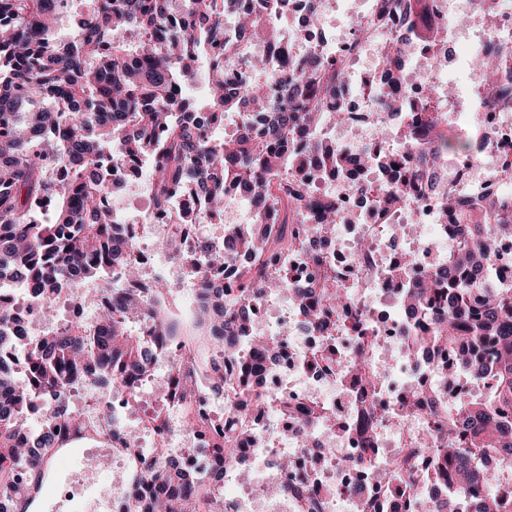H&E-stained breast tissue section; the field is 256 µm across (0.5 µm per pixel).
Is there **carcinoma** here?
Masks as SVG:
<instances>
[{
    "instance_id": "carcinoma-1",
    "label": "carcinoma",
    "mask_w": 512,
    "mask_h": 512,
    "mask_svg": "<svg viewBox=\"0 0 512 512\" xmlns=\"http://www.w3.org/2000/svg\"><path fill=\"white\" fill-rule=\"evenodd\" d=\"M86 14L71 40L55 34L67 16L61 0H0V277L6 275L32 289L33 299L48 318L54 296L70 281L94 279L103 304L93 324L64 323L37 340L22 361L23 372L0 360V512H33L34 498L21 489L53 479L54 456L37 448L63 451L67 442L46 423L18 439L32 402L50 399L55 415L74 426L79 420L68 397L85 384L108 400L112 388L148 373L143 358L147 343L140 329L155 298L124 294L122 282L140 276L133 252L112 239V209L107 188L112 166L136 159L151 163L155 204L168 206L175 192L190 191L200 208L179 215L183 224H201L208 212L224 211L228 185L245 181L257 201L281 188L273 178L288 134L339 120L334 87L323 81L327 64L318 56L290 61L265 84L246 73L229 75L224 58L235 39H274L260 20L273 22L288 0H258L265 17H257L252 0H85ZM409 15L429 29V0H407ZM248 106L253 123L213 141L207 122L185 113L223 111ZM311 160L336 170L339 151L315 142ZM66 171L56 182L53 172ZM257 212L246 232L228 229V240L264 259L273 270L269 287L288 283L279 267L288 237L266 224ZM512 234L511 224H465L459 243L448 248V269L457 275L441 284L440 276L416 292L414 314L433 324L431 332L411 337L417 350L464 340L473 349L463 366L473 378L489 382L481 399L462 396L448 401V423L425 436L420 451L431 456L429 470L448 480V500L434 512H464L463 503L479 482L494 486L512 481V423L493 418L497 407L512 405V288H490L474 268L476 257H488L495 238ZM204 263L224 266V252L207 240L200 246ZM214 300L200 308L196 323L221 329L213 340L231 345L247 331L245 310L224 306L220 288H207ZM307 305L310 322L321 332L336 329L343 311L355 323L363 315L348 294L335 288H306L297 293ZM16 320L0 308V354L18 341L9 327ZM363 373V386H375L365 352L351 361ZM171 385L186 397L191 380L172 369ZM392 471L411 485L418 476L407 458ZM144 490L136 512H216L207 489L176 461L162 462L142 473Z\"/></svg>"
}]
</instances>
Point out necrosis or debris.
<instances>
[{
  "label": "necrosis or debris",
  "mask_w": 512,
  "mask_h": 512,
  "mask_svg": "<svg viewBox=\"0 0 512 512\" xmlns=\"http://www.w3.org/2000/svg\"><path fill=\"white\" fill-rule=\"evenodd\" d=\"M433 3L434 27L423 36L413 32L400 0H321L313 24L279 27L285 55L253 40L238 43L227 59L228 72L238 73L245 60L264 57L266 70L250 74L257 83L266 82L268 71L287 57L314 53L345 61L347 75L335 81L344 119L319 131L320 138L334 140L341 149L343 169H289V178L302 179L304 197L298 204L282 199L269 214L271 223L284 225L290 239L281 255L288 284L250 303V335L239 340L234 355L219 351L212 363H205L196 347L182 339H154L152 322H145L150 380L167 381L171 365H180L195 385L193 398L174 390L159 396L149 388L133 391L120 385L113 388L109 403L95 396L84 400L82 424L66 437L109 438L123 475L104 501L106 512H135L134 500L125 494L127 479L171 456L216 495L221 512H362L367 499L377 512H426L434 484L409 487L390 473L403 449L416 447L421 436L433 432L439 399L470 397L476 389L463 371L442 377L443 367H454L457 360L450 346L412 371L409 338L415 321L406 296L423 271L447 272L448 248L454 242L449 225L483 222L487 201L494 204L497 219H512V59L492 73L472 63L474 56L512 36V0ZM391 51L404 60L395 79L385 77L382 69V59ZM459 66L469 84L463 92L453 89L448 77ZM451 135L465 139L468 150H442L441 140ZM424 159L436 161L440 182L421 173L417 191L399 207L381 205L382 189L397 186L404 169ZM449 196L459 207L446 212L442 204ZM326 198L336 204V224L328 235L318 228V208ZM195 204L194 197L183 193L165 211L113 206L112 234L134 244L141 270L128 290L145 295L160 282L172 291L194 294L205 279L235 296L254 277L255 256L242 249L230 253L223 268L202 267L195 278L176 260L156 272L157 261L163 260L159 239L175 238L183 254L197 255V225L177 221L179 212ZM253 207L247 189L229 190L211 238L214 248L226 249L224 225L249 223ZM406 264L409 276L381 278V271ZM326 281L349 291L364 313L360 329H352L341 316L332 337L309 324L295 291ZM0 302L19 315L24 338L52 333L53 324L40 317L25 289L0 281ZM257 336L276 339L279 350L264 360L255 392L237 387L215 392L212 366L235 377L241 361L253 360ZM358 349L366 350L381 372L366 405L355 376L338 368ZM410 400L419 403V411L406 409ZM288 402L315 405L318 414L284 412ZM189 412L200 423L186 431L182 420ZM366 418L374 425L369 445L360 434ZM130 434L136 435L135 444H127ZM227 434L235 437L236 457L225 463L218 479L210 450ZM298 481L321 488V495L295 496L292 486ZM260 486L278 488L279 494L259 496Z\"/></svg>",
  "instance_id": "necrosis-or-debris-1"
}]
</instances>
